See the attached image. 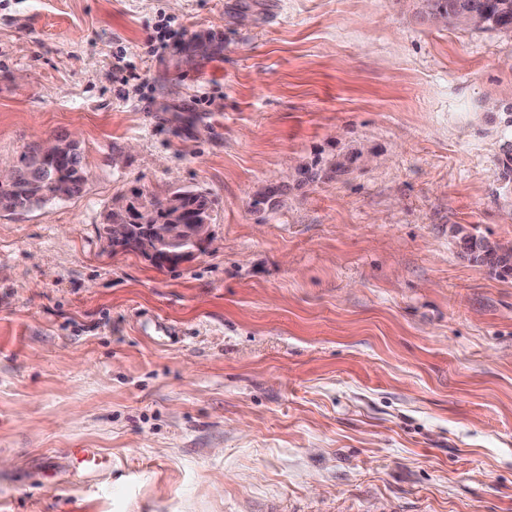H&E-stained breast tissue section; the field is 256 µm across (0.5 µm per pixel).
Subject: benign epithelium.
<instances>
[{"mask_svg":"<svg viewBox=\"0 0 512 512\" xmlns=\"http://www.w3.org/2000/svg\"><path fill=\"white\" fill-rule=\"evenodd\" d=\"M144 210L134 207L124 213L125 223L105 225V237L112 248L124 250L135 245V237L143 232L152 236L144 241L143 250L148 260L153 264L170 266L182 264L196 256L208 253L214 249V238L209 232V225L198 224L189 229L186 224L174 223L170 216L158 224L146 223Z\"/></svg>","mask_w":512,"mask_h":512,"instance_id":"obj_1","label":"benign epithelium"}]
</instances>
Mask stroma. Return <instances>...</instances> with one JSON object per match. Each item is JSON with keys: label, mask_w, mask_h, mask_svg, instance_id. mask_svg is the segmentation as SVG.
Listing matches in <instances>:
<instances>
[{"label": "stroma", "mask_w": 512, "mask_h": 512, "mask_svg": "<svg viewBox=\"0 0 512 512\" xmlns=\"http://www.w3.org/2000/svg\"><path fill=\"white\" fill-rule=\"evenodd\" d=\"M511 113L512 32L422 0H0V167L86 170L0 210V512H512V276L459 245L512 246ZM179 189L214 251L112 249ZM34 149L16 165V177L10 183L0 184V209L15 211L24 205L44 204L50 198L72 197L81 192L86 180L83 157L75 143L66 155L61 142H49L38 150L42 160L36 167Z\"/></svg>", "instance_id": "35a3bbf8"}]
</instances>
